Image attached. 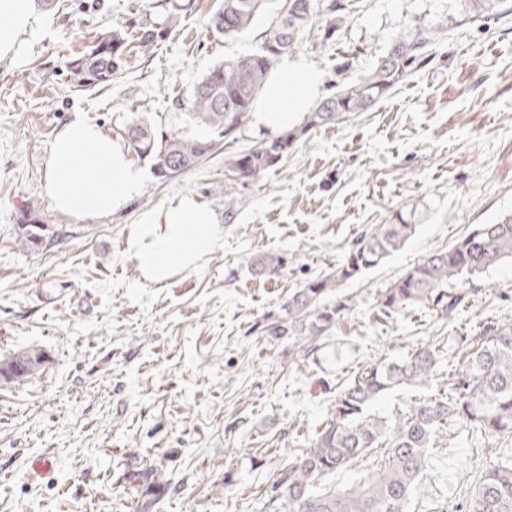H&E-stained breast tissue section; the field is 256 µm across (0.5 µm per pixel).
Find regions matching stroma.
<instances>
[{
  "instance_id": "obj_1",
  "label": "stroma",
  "mask_w": 512,
  "mask_h": 512,
  "mask_svg": "<svg viewBox=\"0 0 512 512\" xmlns=\"http://www.w3.org/2000/svg\"><path fill=\"white\" fill-rule=\"evenodd\" d=\"M218 5L55 0L25 60L0 61V360L30 347L46 357L32 379L0 380V512H278L272 483L316 437L351 371L436 339L455 360L479 323L512 321L511 263L458 282L467 299L452 318L427 304L389 318L378 310L407 268L512 214V0L479 17L465 0H352L334 37L308 28L296 53L322 73L327 95L364 78L411 23L432 29L433 60L367 112L305 135L247 189L223 243L196 269L141 282L127 229L184 194L224 213L232 150L217 147L166 181L139 161L138 195L95 220L55 208L44 191L49 151L74 115L108 131L138 110L163 134L206 135L188 116L192 86L225 58L258 50L283 0H266L233 37L208 25ZM172 16L173 32L152 50L131 49L110 84L70 87L67 67L96 34ZM33 205L43 238L25 250L20 219ZM402 210L416 212V233L339 288L351 307L309 359L266 336L297 288ZM268 252L285 258L272 277L252 267ZM488 460L444 433L423 504L462 512Z\"/></svg>"
}]
</instances>
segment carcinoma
I'll use <instances>...</instances> for the list:
<instances>
[{
	"instance_id": "cac0c4a2",
	"label": "carcinoma",
	"mask_w": 512,
	"mask_h": 512,
	"mask_svg": "<svg viewBox=\"0 0 512 512\" xmlns=\"http://www.w3.org/2000/svg\"><path fill=\"white\" fill-rule=\"evenodd\" d=\"M264 0H222L209 18L212 30L232 37L249 27ZM347 8L345 0H291L277 17L269 36L249 55L226 59L213 66L194 86L191 121L207 128L210 135L194 137L180 133L160 135L148 112H133L120 136L127 149L152 162L153 174L173 178L192 167L221 143L241 137L253 105L274 70L282 50L270 43L290 32L288 51L299 47L305 30L323 15L327 36L336 32L331 16ZM170 27L141 23L136 28L139 47L145 51L165 40ZM430 29L408 25L379 58L373 71L361 82L339 85L336 92L305 113L300 126L269 141L233 154L225 164L229 175L224 184L226 217L233 206L243 204L245 189L288 157L309 130L340 123L345 116L364 112L388 95L412 73L426 67L425 48ZM128 40L119 30L96 36L91 49L70 62L69 82L77 91L107 85L127 63ZM415 215L395 214L388 224H379L361 234L344 260L327 275L311 279L283 305L284 315L265 326L272 337L294 336V345L307 358L346 311L351 299L331 300L335 288L382 263L401 250L416 231ZM19 245L31 249L42 237L40 214L32 206L23 214ZM512 262V215L493 224H480L460 237L450 248L430 255L400 275L378 301L379 311L391 317L415 304H429L440 318L448 319L466 299L450 286L467 276L481 274L504 261ZM284 264L279 254H266L255 263L256 271L276 274ZM466 353L444 366V347L439 343L418 345L399 360L380 359L354 372L336 394L328 421L311 446L288 462V473L271 486L270 502L280 512H409L431 463L430 449L438 434L448 430L468 436L478 446L512 441V323L486 320L463 337ZM44 352L29 348L0 362V378L20 382L38 373ZM442 384L413 404L396 419L369 413L379 399L408 387ZM383 450L384 464L369 468L363 483L341 488L328 479L352 461ZM466 512H512V448L495 457L466 498Z\"/></svg>"
}]
</instances>
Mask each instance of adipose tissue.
Masks as SVG:
<instances>
[{
	"label": "adipose tissue",
	"mask_w": 512,
	"mask_h": 512,
	"mask_svg": "<svg viewBox=\"0 0 512 512\" xmlns=\"http://www.w3.org/2000/svg\"><path fill=\"white\" fill-rule=\"evenodd\" d=\"M49 18L38 0H0V60H21L41 37ZM322 75L303 57H284L269 78L252 115L269 133L293 126L319 95ZM143 172L127 149L82 117L70 120L54 138L44 190L57 209L95 219L123 207L139 190ZM224 240L215 210L192 195L173 198L159 210L141 213L127 233V251L141 280L159 284L193 269Z\"/></svg>",
	"instance_id": "ef3b65f1"
}]
</instances>
